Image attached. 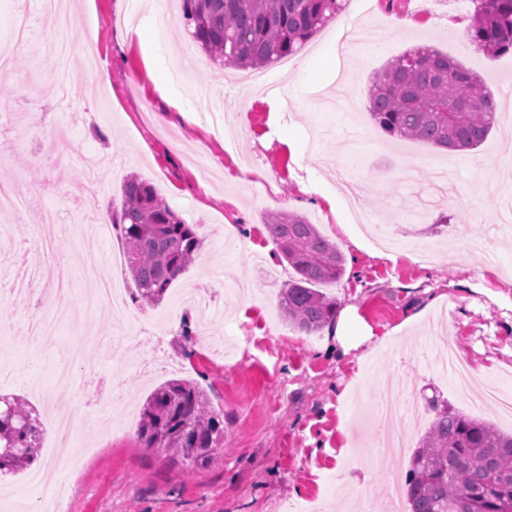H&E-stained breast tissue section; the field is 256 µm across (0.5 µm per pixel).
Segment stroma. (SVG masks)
Masks as SVG:
<instances>
[{"instance_id": "35a3bbf8", "label": "stroma", "mask_w": 512, "mask_h": 512, "mask_svg": "<svg viewBox=\"0 0 512 512\" xmlns=\"http://www.w3.org/2000/svg\"><path fill=\"white\" fill-rule=\"evenodd\" d=\"M72 17L65 37L93 43L110 84L97 85L79 58L61 63L48 45L58 33L41 0H29L36 18L33 51L13 53L0 77V113L16 129L0 138V160L17 175V195H42L59 221L79 191L97 218L121 204L122 186L139 177L203 246L195 261L155 306L131 308L156 325L161 349L178 361L179 377L197 382L224 414V450L207 467L187 471L183 461L144 447L137 436L147 396L168 381L146 374L155 353L127 342L122 355L100 351L123 325L105 312L73 322L67 309H50L61 343L79 337L87 348L73 371L75 408L91 430L81 438L78 468L59 474L70 496L58 512H389L387 474L375 464V443L390 434L417 448L430 422L381 418L369 404L389 374L404 380L415 403L439 395L449 407L512 434V418L484 400L487 388L512 381V223L500 202L512 197V117L499 118L486 141L469 152L395 140L371 120L367 91L393 57L429 45L481 76L499 106L512 107V54L489 59L469 39L467 0H347L337 22L320 29L287 67L266 65L270 84L243 89L240 72L206 59L186 32L179 0H155L149 39L127 32L122 19L142 12L140 0H59ZM404 28L389 27L390 18ZM357 33L351 59L324 66L336 28ZM164 62L171 92L155 88L150 70ZM57 139L74 162L56 180L44 143ZM246 139L249 161L229 147ZM455 186L452 201L422 210L419 201L438 171ZM371 214L379 233L397 246L381 252L358 232L354 205ZM291 212L316 224L345 257L340 281L323 284L338 308L355 307L360 323L385 344L374 354L334 351L333 326L309 335L288 325L278 302L295 273L281 262L265 224ZM75 277L81 300L84 267L97 266L125 288L134 283L118 235L54 245ZM247 284L225 293L210 321V338L185 337L197 327L193 309L178 306L182 289L223 287L225 274ZM25 309L0 296V358L15 373L0 379V394L22 398L43 415L52 390L55 354L31 348ZM465 360L474 384L459 393L447 370V348ZM119 381L129 402L122 429L102 422L93 408L108 380ZM0 512H35L51 501L26 474L0 475Z\"/></svg>"}]
</instances>
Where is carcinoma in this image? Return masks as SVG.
Returning <instances> with one entry per match:
<instances>
[{"instance_id":"cac0c4a2","label":"carcinoma","mask_w":512,"mask_h":512,"mask_svg":"<svg viewBox=\"0 0 512 512\" xmlns=\"http://www.w3.org/2000/svg\"><path fill=\"white\" fill-rule=\"evenodd\" d=\"M470 40L490 59L512 53V0H471ZM344 8V0H181L184 26L214 60L261 68L294 54ZM369 113L388 136L451 150L478 148L497 122L483 80L454 59L420 46L395 57L368 89ZM112 228L125 243L135 283L133 299L156 305L192 264L203 239L138 178L123 186ZM266 229L280 260L296 277L280 293L288 322L308 335L336 318V300L317 289L344 274L339 246L305 218L277 213ZM12 417L0 418V446L23 458L0 459L1 473L34 461L39 422L14 397ZM432 421L405 475L408 512H512V435L491 422L428 401ZM138 434L146 446L203 468L224 447V418L207 393L187 379L156 388L141 413Z\"/></svg>"}]
</instances>
